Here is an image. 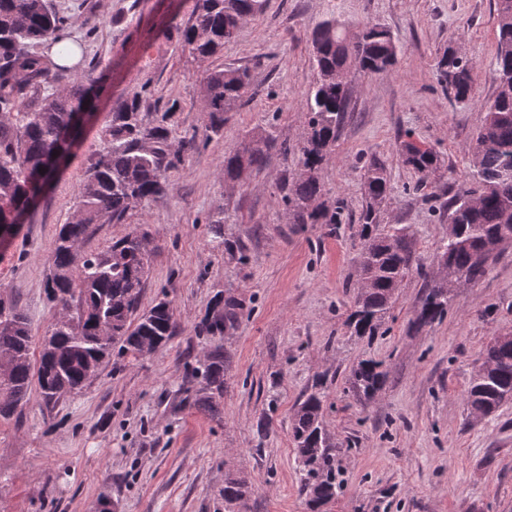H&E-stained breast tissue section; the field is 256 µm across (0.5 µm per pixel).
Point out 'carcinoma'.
<instances>
[{
	"mask_svg": "<svg viewBox=\"0 0 512 512\" xmlns=\"http://www.w3.org/2000/svg\"><path fill=\"white\" fill-rule=\"evenodd\" d=\"M267 0H196L184 42L194 60L206 65L201 80L204 141L224 130V114L237 111L247 97L250 77L242 68L212 65L248 21L261 14ZM497 53L492 73L494 97L482 105L485 118L473 146L466 186L448 198V228L436 248L430 270L416 266L409 224H382L380 212L391 196L385 161L364 165V203L358 218V275L346 325L358 338L379 332L410 273L425 280L412 325L420 330L442 319L462 288H472L493 261L512 246V0H495ZM68 18L50 0H0V247H8L25 225L28 211L56 179V161L68 156L81 135L77 114L85 91L52 89L50 80L71 54L64 43ZM316 79L306 95V132L300 166L278 186L290 224H344L343 203L325 199L323 165L333 153L344 123L350 89L342 72L354 68L380 74L396 62L398 45L379 23L353 25L336 19L318 23L311 33ZM475 66L467 57L443 54L436 64L448 97H474ZM172 112L152 111L135 95L112 112L103 130L104 147L80 184L71 220L59 225L48 259V298L60 306L58 317L40 343L32 363L31 323L17 305L0 301V419L13 418L37 386L42 400L54 405L83 389L110 358L139 357L167 343L177 330L170 302L143 309L154 237L139 223L99 251L85 249L89 228L124 220L141 201L167 193L170 173L183 153L197 148V135L175 140ZM288 142L273 127L246 134L224 153V182L239 184L265 167L271 152L288 154ZM402 164L420 180L437 171L442 160L431 147L406 136L398 144ZM244 306L220 290L196 327L207 348L196 360L199 388L186 390L183 402L217 409L224 398L227 372L222 341L237 328ZM382 363L362 359L348 375L349 389L366 399L383 387ZM322 377L296 404L290 436L301 492L310 512H322L343 488L334 438L324 422ZM512 400V335L496 336L466 391L470 413L485 416ZM245 482L224 475V512H239Z\"/></svg>",
	"mask_w": 512,
	"mask_h": 512,
	"instance_id": "obj_1",
	"label": "carcinoma"
}]
</instances>
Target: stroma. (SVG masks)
Masks as SVG:
<instances>
[{
	"mask_svg": "<svg viewBox=\"0 0 512 512\" xmlns=\"http://www.w3.org/2000/svg\"><path fill=\"white\" fill-rule=\"evenodd\" d=\"M196 0H52L67 15L78 61L55 78L71 87L97 79L79 145L0 254V300L16 303L34 338L59 309L45 292L58 225L66 223L102 129L123 99L172 109L177 137L201 131L200 73L184 43ZM325 18L383 24L399 46L390 73L354 72L352 97L332 158L321 175L343 224H290L277 184L295 158L272 156L244 185L224 184V153L248 131L274 126L296 146L315 75L310 37ZM458 44L475 64L472 101H450L436 61ZM494 0H268L260 18L225 44L221 64L248 69L252 89L227 113L223 135L186 152L163 196L125 221L96 225L85 247L105 248L138 223L157 249L143 306L170 301L175 336L139 358L110 360L80 392L46 406L31 391L18 419L0 421V512H224V475L244 478L241 512H308L300 492L290 418L324 375V418L340 450L344 488L327 512H512V401L485 418L464 400L493 336L512 332V247L478 285L460 290L447 315L422 331L411 321L423 280L411 273L386 333H346L348 288L360 247L362 166L378 156L394 191L383 221L411 225L416 259L429 267L448 225L442 192L464 187L474 137L495 94ZM432 147L442 167L426 181L402 165L399 138ZM223 208L226 246L209 215ZM242 300L245 315L225 337L229 373L211 412L181 402L197 388L192 368L205 345L195 327L217 291ZM382 362V390L365 401L346 380L362 359Z\"/></svg>",
	"mask_w": 512,
	"mask_h": 512,
	"instance_id": "obj_1",
	"label": "stroma"
}]
</instances>
